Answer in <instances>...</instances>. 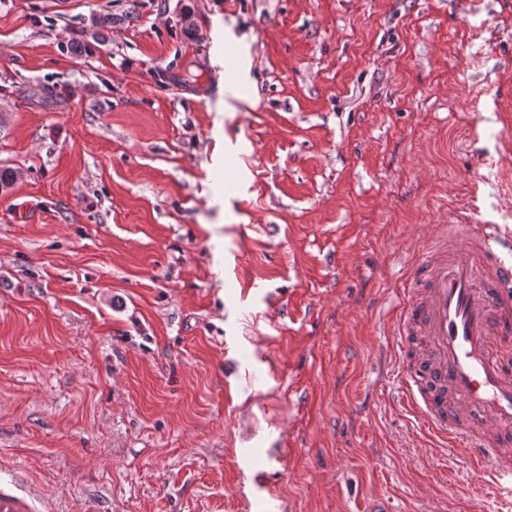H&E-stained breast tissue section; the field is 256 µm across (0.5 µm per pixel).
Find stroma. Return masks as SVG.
Masks as SVG:
<instances>
[{"label": "stroma", "mask_w": 512, "mask_h": 512, "mask_svg": "<svg viewBox=\"0 0 512 512\" xmlns=\"http://www.w3.org/2000/svg\"><path fill=\"white\" fill-rule=\"evenodd\" d=\"M1 167L35 512H499L387 311L431 225L512 229V0H0Z\"/></svg>", "instance_id": "stroma-1"}]
</instances>
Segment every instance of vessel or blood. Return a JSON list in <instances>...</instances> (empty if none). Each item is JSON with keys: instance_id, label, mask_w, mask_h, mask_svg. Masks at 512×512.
<instances>
[{"instance_id": "1", "label": "vessel or blood", "mask_w": 512, "mask_h": 512, "mask_svg": "<svg viewBox=\"0 0 512 512\" xmlns=\"http://www.w3.org/2000/svg\"><path fill=\"white\" fill-rule=\"evenodd\" d=\"M394 336L412 410L512 505V235L459 218L433 225Z\"/></svg>"}]
</instances>
